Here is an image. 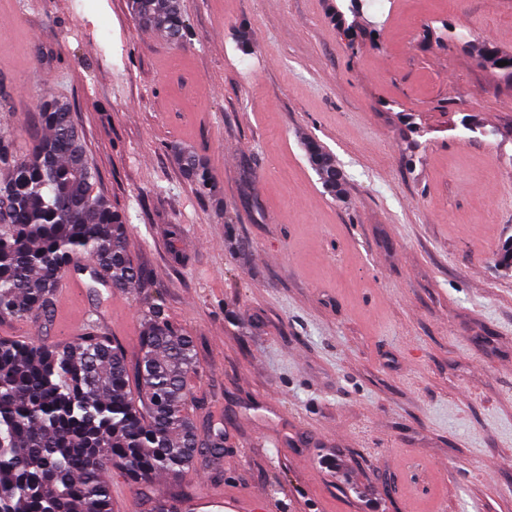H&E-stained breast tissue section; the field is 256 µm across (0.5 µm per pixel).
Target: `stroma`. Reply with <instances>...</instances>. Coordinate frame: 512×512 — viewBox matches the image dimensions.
Instances as JSON below:
<instances>
[{
  "instance_id": "obj_1",
  "label": "stroma",
  "mask_w": 512,
  "mask_h": 512,
  "mask_svg": "<svg viewBox=\"0 0 512 512\" xmlns=\"http://www.w3.org/2000/svg\"><path fill=\"white\" fill-rule=\"evenodd\" d=\"M181 5L174 46L130 0H0V126L25 144L42 96L69 101L94 191L129 221L145 285L89 292L112 308L99 335L136 362L160 308L195 346L187 412L200 433L224 427L218 465L154 492L512 512V78L475 51L512 55V0ZM49 316L1 318L0 338L73 341L75 307ZM305 150L310 165L320 177L323 186L331 192L338 191L342 177L331 155L313 140L305 143ZM178 161L185 172L193 178L200 191L212 190L214 187L210 174L195 152L182 149L178 152Z\"/></svg>"
}]
</instances>
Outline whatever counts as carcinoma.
Returning <instances> with one entry per match:
<instances>
[{"label":"carcinoma","mask_w":512,"mask_h":512,"mask_svg":"<svg viewBox=\"0 0 512 512\" xmlns=\"http://www.w3.org/2000/svg\"><path fill=\"white\" fill-rule=\"evenodd\" d=\"M131 9L170 42L183 38L179 0H131ZM478 56L512 77V55L483 44ZM38 123L46 133L32 135L25 152L0 130V317L19 321L45 312L81 258L116 290L140 279L126 218L94 194L97 172L70 105L45 96ZM305 150L323 186L338 191L331 155L313 140ZM178 161L199 190H212L195 152L180 150ZM196 372L192 340L158 311L144 322L133 365L94 330L63 346L0 339V512H112L113 462L137 488L159 472L178 477L204 455L220 458L224 429L211 426L203 443L185 411Z\"/></svg>","instance_id":"obj_1"}]
</instances>
